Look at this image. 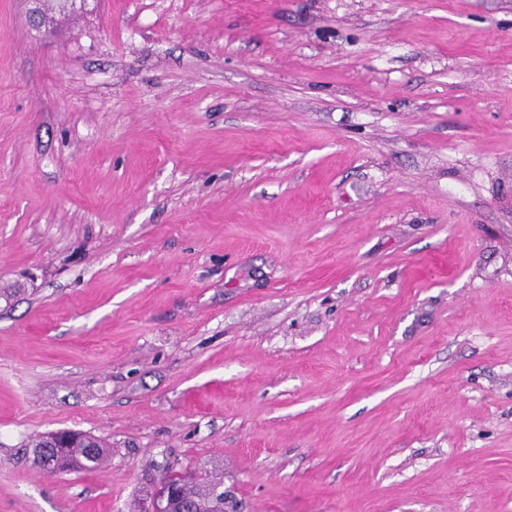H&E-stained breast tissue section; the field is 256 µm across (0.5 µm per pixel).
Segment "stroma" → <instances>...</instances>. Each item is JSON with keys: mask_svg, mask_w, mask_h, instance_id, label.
Masks as SVG:
<instances>
[{"mask_svg": "<svg viewBox=\"0 0 512 512\" xmlns=\"http://www.w3.org/2000/svg\"><path fill=\"white\" fill-rule=\"evenodd\" d=\"M0 0V512H512V0ZM107 466L52 472L57 430ZM48 445L45 448H38L40 446L39 440L36 441L34 446V455L37 463L44 469L60 472L61 470H68L71 467L69 458L74 462L76 467L72 470H97L106 461L109 450L104 448L102 442L99 440V447L95 449V454L90 460H86V448H95L94 444L98 439L88 434L79 431H56L49 436ZM81 446L83 448H70ZM66 453L69 458L64 453ZM82 461L86 463L85 466L81 465ZM175 479L162 476L150 492L142 512H195L190 503L193 499L185 496L184 488L197 482V475L190 471H175Z\"/></svg>", "mask_w": 512, "mask_h": 512, "instance_id": "35a3bbf8", "label": "stroma"}]
</instances>
